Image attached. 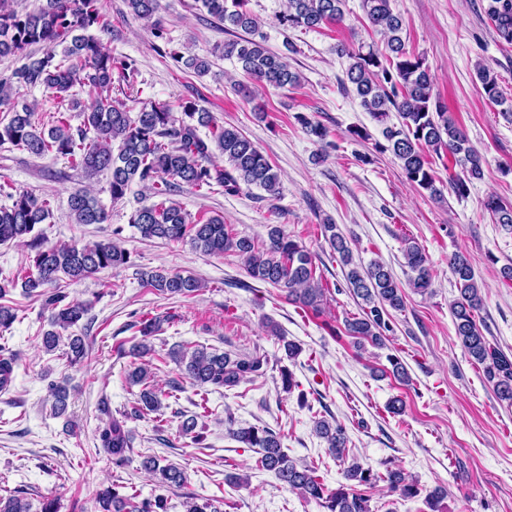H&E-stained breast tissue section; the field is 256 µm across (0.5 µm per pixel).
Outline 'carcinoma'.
<instances>
[{"mask_svg":"<svg viewBox=\"0 0 512 512\" xmlns=\"http://www.w3.org/2000/svg\"><path fill=\"white\" fill-rule=\"evenodd\" d=\"M100 0H42L37 7L19 11L14 0H0V57L13 56L22 61L9 76L0 75V144L9 143L37 157L61 156L74 168L110 175L112 202L123 200L133 185L152 192V204L137 208L129 224L142 238L167 242H187L207 254L237 256L248 275L284 292L285 298L317 315L326 301V289L316 277L315 257L301 241L272 225L268 240L258 241L240 236L220 216L192 219L182 206L170 198L174 189L185 184L192 188L218 186L234 195L242 187H255L271 196L279 194L280 177L255 143L232 126L220 125L212 113L192 102L183 105L176 117L167 105L151 104L130 114L112 98L114 78L128 80L134 72L132 63L112 54V50L96 35L93 28L104 31L105 14ZM129 14L138 19H151L153 37L167 42V32L158 15L159 0H125ZM207 12L224 23V30L252 32L258 20L244 10L246 0H200ZM345 0H287L280 22L291 28L316 29L324 24H340L344 19ZM365 16L375 30L386 37V53L374 50L349 53L351 63L346 72L355 86L363 108L374 120L385 123L389 113L396 112L399 125L387 126L383 135L387 149L401 162L407 181L426 191L430 197L444 200L435 185V174L429 155L445 151L461 166L462 174L450 182V192L463 198L468 183L483 176L482 158L470 145L465 133L449 118L446 106L435 91L433 78L423 58L406 51L402 39V21L392 8L391 0H362ZM487 16L498 37L512 44V0H488ZM34 44L45 46L46 52L36 57L27 52ZM63 46L62 59L56 60V48ZM224 57L236 59L250 80L271 87L296 86L297 73L291 71L281 55L270 52L262 43L249 38L224 42ZM477 76L485 94L492 101L499 98L498 83L490 69L477 66ZM88 86L97 94L88 106L75 98L76 86ZM34 89L50 94L65 112L46 117L36 106L23 101ZM77 112L80 126L70 123L69 112ZM209 129L205 139L199 128ZM224 155V165L213 161L214 151ZM9 205L0 206V244L29 240L32 255L22 282L14 279L0 282V298L10 288L21 285L29 296L42 299L53 310L51 329L41 336V346L55 351L62 339L59 330L67 329L83 319L89 306L66 301L56 288L65 276L82 280L109 268L130 262V255L117 243L102 240L92 244L69 243L43 246L38 225L51 216V202L29 192L7 193ZM70 215L76 224H104L108 213L98 199L85 190L71 193ZM495 223L512 228V206L495 195L483 202ZM322 233L343 265L348 288L364 303L362 313L347 317L343 326L329 327L334 336H349L362 347L385 346L386 332L391 330L390 311L405 307L404 293L391 272L374 261L363 267L353 260L346 238L335 224L322 225ZM403 255L411 271L409 286L419 293L431 288L432 270L427 255L419 244L403 240ZM458 297L450 305L455 336L467 355L483 366L485 379L493 386L499 400L512 405V357L492 346L476 323L484 298L467 257L456 252L448 258ZM144 286L161 295L187 296L200 291L204 284L190 275L155 269L141 273ZM160 319L142 322L141 339L131 346L138 361L127 372L132 386H139L138 413L158 412L162 398L170 396L151 383L154 348L149 338L159 330ZM69 363L76 365L87 357L82 336L68 337ZM183 375L198 387L231 390L243 382L263 374L266 360L261 356L231 357L226 352L210 351L204 346L182 344L165 353ZM15 355L0 345V388L12 379ZM57 415L68 407L67 385L56 383L50 388ZM314 432L327 443L329 454L337 461L346 459L347 436L339 423L320 418L314 421ZM230 436L246 448L259 449V467L272 471L283 485L306 500H314L325 512H372L370 499L358 487L378 482L403 498L420 495L418 484L410 481L400 469H386L377 474L357 460L344 469V481L328 488L317 475V467L300 463L282 448L281 436L267 427H241L229 430ZM101 448L122 462L131 448V435L125 422L110 421L99 435ZM142 468L153 475L162 488H179L186 482L184 471L161 459L149 456ZM97 512H167V499L157 496L140 504L131 497H121L107 486L97 492ZM185 512H221L211 498L191 495L183 502ZM0 512H60L57 500L43 499L39 510L16 495L0 497Z\"/></svg>","mask_w":512,"mask_h":512,"instance_id":"obj_1","label":"carcinoma"}]
</instances>
